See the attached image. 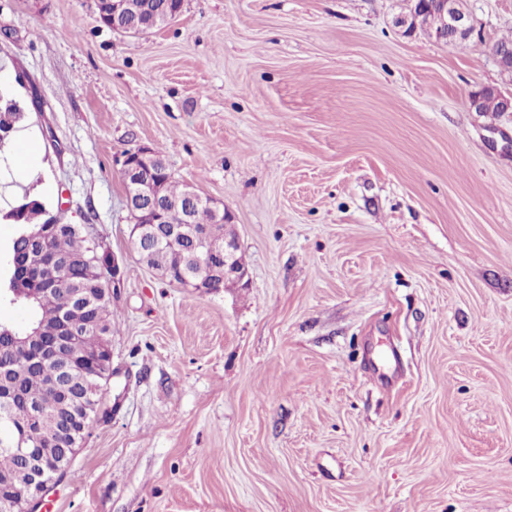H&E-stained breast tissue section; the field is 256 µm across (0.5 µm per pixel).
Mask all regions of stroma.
Returning a JSON list of instances; mask_svg holds the SVG:
<instances>
[{
	"mask_svg": "<svg viewBox=\"0 0 512 512\" xmlns=\"http://www.w3.org/2000/svg\"><path fill=\"white\" fill-rule=\"evenodd\" d=\"M406 0H185L143 37L93 0H0V68L41 198L123 271L120 406L40 512H512V113L494 45L512 0H468L450 45ZM232 216L244 288L198 295L130 244L125 151ZM492 91L502 101L504 112H512V96L505 94L501 89L493 86H480L473 90L469 96V105L472 112H482L484 97L487 92Z\"/></svg>",
	"mask_w": 512,
	"mask_h": 512,
	"instance_id": "35a3bbf8",
	"label": "stroma"
}]
</instances>
